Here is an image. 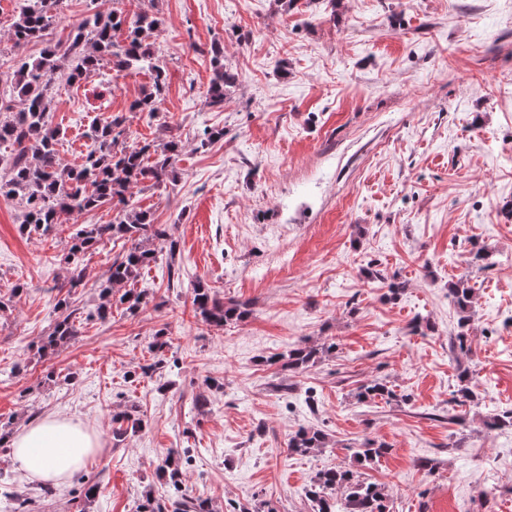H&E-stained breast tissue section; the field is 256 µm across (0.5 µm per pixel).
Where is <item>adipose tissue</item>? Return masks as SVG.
<instances>
[{
  "label": "adipose tissue",
  "mask_w": 512,
  "mask_h": 512,
  "mask_svg": "<svg viewBox=\"0 0 512 512\" xmlns=\"http://www.w3.org/2000/svg\"><path fill=\"white\" fill-rule=\"evenodd\" d=\"M11 446L22 470L57 485L94 452L96 441L80 424L53 415L23 426Z\"/></svg>",
  "instance_id": "1"
}]
</instances>
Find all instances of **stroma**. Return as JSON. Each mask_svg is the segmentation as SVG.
I'll list each match as a JSON object with an SVG mask.
<instances>
[{"label":"stroma","mask_w":512,"mask_h":512,"mask_svg":"<svg viewBox=\"0 0 512 512\" xmlns=\"http://www.w3.org/2000/svg\"><path fill=\"white\" fill-rule=\"evenodd\" d=\"M15 6L0 0V100L14 109L17 62L93 14L134 18L143 0H67L43 41L22 45ZM155 11L167 73L156 119L129 109L148 72L106 64L57 80L50 111L70 165L110 114L124 116L128 145L182 142L175 179L128 194L170 234L134 285L145 304L95 315L124 237L71 263L66 234L22 230L23 205L0 197V428L61 415L100 442L47 512L168 500L158 470L172 452L183 490L214 512H310L304 486L354 467L367 438L390 448L360 469L389 512H512V427L484 425L512 410V0H156ZM216 44L238 75L220 108L206 103ZM207 130L223 136L203 150ZM463 278L464 327L450 293ZM200 283L246 302L247 318L205 325ZM61 298L78 334L45 355ZM462 332L472 354L455 346ZM159 337L165 364L143 373ZM305 340L336 350L297 372L270 364ZM374 380L394 397L358 402ZM130 407L145 426L115 440L112 416ZM302 427L327 448L289 451Z\"/></svg>","instance_id":"35a3bbf8"}]
</instances>
